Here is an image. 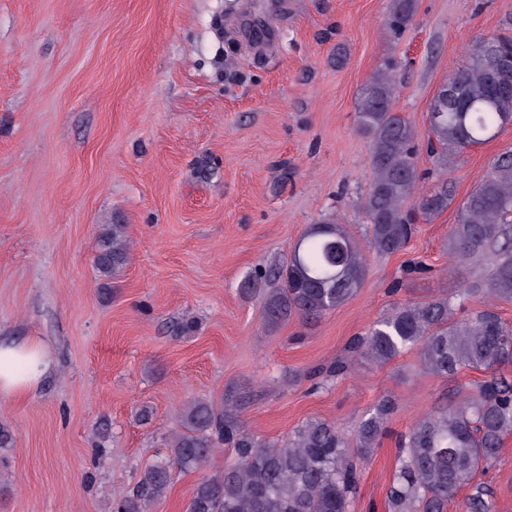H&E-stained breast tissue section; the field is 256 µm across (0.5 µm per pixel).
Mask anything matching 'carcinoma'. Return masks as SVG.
<instances>
[{
  "instance_id": "carcinoma-1",
  "label": "carcinoma",
  "mask_w": 512,
  "mask_h": 512,
  "mask_svg": "<svg viewBox=\"0 0 512 512\" xmlns=\"http://www.w3.org/2000/svg\"><path fill=\"white\" fill-rule=\"evenodd\" d=\"M414 12V0H391L388 33L401 34ZM511 55L512 38L476 37L466 63L441 87L431 106L436 116L429 118V138L442 170H448L450 157L494 139L506 127L512 93L495 90L492 57ZM393 72L394 64L384 63L358 104L357 125L371 143V181L360 201L368 224L365 245L339 218L330 217L310 226L286 262L258 268L255 278L270 285L263 302L269 327L294 317L315 322L344 305L363 284L368 254L405 250L416 231V215L430 221L455 198L448 177L419 192L418 133L393 111ZM96 252L100 275L118 276L129 259L126 225H102ZM449 253L460 262L485 257L492 269L455 294L397 306L348 345L349 352L379 364L416 345L427 374L446 377L464 368L487 374L401 436L386 493L388 512H447L448 500L461 490L467 491L463 512H493L481 476L512 435V381L496 371L512 363V325L493 309L496 300H512L511 149L493 158L486 178L458 205ZM471 300L483 307L455 318L456 307ZM348 370L345 359L314 368L308 375L311 390ZM248 401L249 388L242 384L228 386L219 407L207 399L190 401L179 416L168 460L145 469L114 500L113 512H149L166 494L173 470L202 468L221 445L231 449V460L222 473L195 484L186 512H350L361 466L395 411L392 398L382 397L350 438L314 419L275 442H261L246 429L241 413Z\"/></svg>"
}]
</instances>
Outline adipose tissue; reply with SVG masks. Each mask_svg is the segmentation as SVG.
Here are the masks:
<instances>
[{"mask_svg":"<svg viewBox=\"0 0 512 512\" xmlns=\"http://www.w3.org/2000/svg\"><path fill=\"white\" fill-rule=\"evenodd\" d=\"M50 369L49 354L38 340L0 345V394L24 395L35 388Z\"/></svg>","mask_w":512,"mask_h":512,"instance_id":"1","label":"adipose tissue"}]
</instances>
